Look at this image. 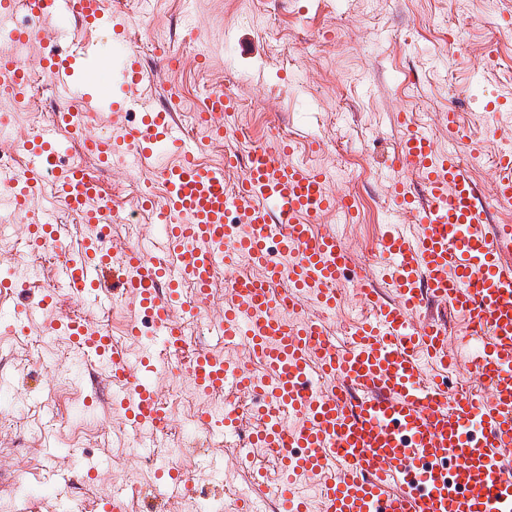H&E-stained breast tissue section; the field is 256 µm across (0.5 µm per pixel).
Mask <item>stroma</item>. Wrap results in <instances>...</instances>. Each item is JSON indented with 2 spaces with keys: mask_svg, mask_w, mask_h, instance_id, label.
I'll return each instance as SVG.
<instances>
[{
  "mask_svg": "<svg viewBox=\"0 0 512 512\" xmlns=\"http://www.w3.org/2000/svg\"><path fill=\"white\" fill-rule=\"evenodd\" d=\"M107 7L125 23L126 46L147 71L141 95L177 113L187 141L200 147L201 162L272 145L284 132L296 146L295 160L331 172L329 191L352 196L357 211L354 220L333 216L324 225L362 270L381 264L378 247L387 224L399 221L411 234L418 229L411 218H395L390 193L388 163L404 133L400 114L428 130L439 150L464 159H471L470 141L484 140V157L471 161L484 194L493 193V167L486 159L501 146L506 115L488 114L484 107L512 95V29L500 23L512 15V0H107ZM15 17L35 30L33 52L19 54L18 61L37 80L24 103L0 101L9 131L0 151L19 152L22 136L64 105L39 68L38 46L48 42L64 53L91 41L106 57L115 49L102 31L54 18L35 24L21 9ZM490 46L497 49L498 64L488 72L481 57ZM224 89L237 99L242 134L210 143L193 128V115L208 95ZM451 110L467 134L454 144L444 121ZM83 164L99 180L116 217L114 245L155 253L149 213H141L136 224L123 218L136 210L145 179H158V168L110 169L93 154ZM36 221L63 225L64 244L45 249V276L30 298L0 294V311L36 305L40 292L53 288L60 308L90 316L121 337L134 314L129 304H94L61 287L64 256L81 246L90 227L51 194L6 224L0 245L14 263L0 267V278L31 277L24 227ZM361 315L354 289L345 290L340 307L325 315L337 346L347 343ZM46 321L30 315L20 331L0 320V456L13 459L10 479L0 482V512H98L100 491L129 498L124 478L145 450L141 438L118 423L119 408L95 381L88 358L49 331ZM191 386L180 366L161 383L175 425L164 444L181 447L203 432L208 444L189 464L194 498H220L233 506L225 485L247 484L251 471L239 463L238 436L200 428Z\"/></svg>",
  "mask_w": 512,
  "mask_h": 512,
  "instance_id": "35a3bbf8",
  "label": "stroma"
}]
</instances>
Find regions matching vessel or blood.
Segmentation results:
<instances>
[{"instance_id": "b4317fda", "label": "vessel or blood", "mask_w": 512, "mask_h": 512, "mask_svg": "<svg viewBox=\"0 0 512 512\" xmlns=\"http://www.w3.org/2000/svg\"><path fill=\"white\" fill-rule=\"evenodd\" d=\"M24 5L31 19L60 17L124 36L126 28L105 0H0V17ZM29 29L0 35V74L17 95L30 83L11 49L29 41ZM43 69L69 99L90 111H133L134 125L117 135L87 138L104 164L151 165L173 152L165 167L163 200L152 209L165 242L145 257L128 249L121 265L112 247L90 235L66 259L65 288L99 301L115 297L131 304L136 319L128 335L142 331L148 315L157 330L152 347L138 358L81 316L56 319L84 356L99 365L100 385L121 400L132 430L162 432L167 410L155 382L162 363L186 359L196 387L215 395L232 387L261 394L249 414L233 409L206 417L241 434L249 447L273 451L283 473L277 489L284 512H512V224L491 223L489 201L512 205V151L498 154L492 200H485L469 164L439 152L430 135L402 117L405 134L392 167L417 175L421 193L405 183L391 186L394 206L413 212L417 236L393 228L383 238L385 261L379 277L353 274L350 251L335 233L317 230L330 211L351 214L349 197L328 193L324 172L293 161V145L275 142L246 157L225 155L218 165L197 160L186 147L173 113L141 98L143 70L125 52L104 63L98 47L82 44L70 53H48ZM106 71L110 88L91 78ZM237 99L231 91L209 96L202 126L223 136L236 126ZM75 112L57 113L24 142L29 164L21 175L1 169L0 183L30 208L44 187L83 223L105 221L98 180L77 164H62L61 133L80 129ZM242 176L236 187L228 181ZM63 235L59 224H31V247L43 250ZM247 255L255 277L227 282L229 298L210 306L220 265ZM352 279L359 300L371 310L337 348L323 320L298 315L300 297L323 311L335 309L340 286ZM393 292L384 298L377 281ZM447 305L468 322L477 340L468 356L480 392H449L445 382L424 377L422 358L455 365L447 329L430 315V304ZM225 343L248 346L264 371L255 375L185 336L183 323L201 305ZM314 480L317 497L298 491Z\"/></svg>"}]
</instances>
